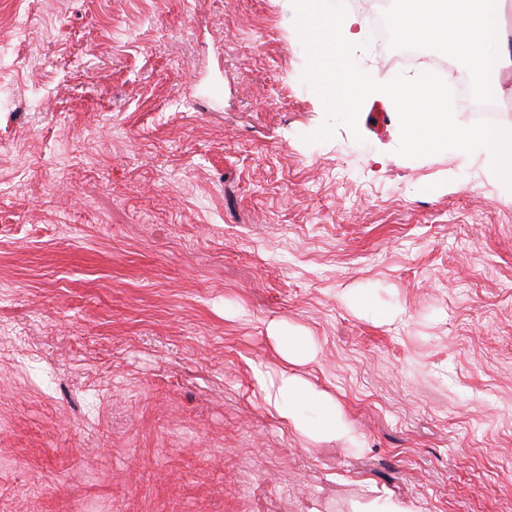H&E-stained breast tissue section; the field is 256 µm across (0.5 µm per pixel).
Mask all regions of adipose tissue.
I'll return each mask as SVG.
<instances>
[{"label": "adipose tissue", "instance_id": "adipose-tissue-1", "mask_svg": "<svg viewBox=\"0 0 512 512\" xmlns=\"http://www.w3.org/2000/svg\"><path fill=\"white\" fill-rule=\"evenodd\" d=\"M499 0H396L394 29L402 40H440L463 54L487 89L501 92V78L512 73V41L491 34ZM267 403L294 431L312 441L354 445V430L328 392L295 375L259 376Z\"/></svg>", "mask_w": 512, "mask_h": 512}]
</instances>
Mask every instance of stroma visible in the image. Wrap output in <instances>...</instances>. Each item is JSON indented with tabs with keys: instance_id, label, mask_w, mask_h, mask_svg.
<instances>
[{
	"instance_id": "stroma-1",
	"label": "stroma",
	"mask_w": 512,
	"mask_h": 512,
	"mask_svg": "<svg viewBox=\"0 0 512 512\" xmlns=\"http://www.w3.org/2000/svg\"><path fill=\"white\" fill-rule=\"evenodd\" d=\"M306 64L292 0H0V512H512V197L378 93L308 142ZM279 350L289 359L302 361L313 356L311 343L303 336H274ZM256 375L267 403L294 431L312 441H340L348 446L356 441L351 423L328 392L318 390L295 375L282 373L276 379H267L263 370ZM309 404L319 412V419L311 424L304 419L300 406Z\"/></svg>"
}]
</instances>
